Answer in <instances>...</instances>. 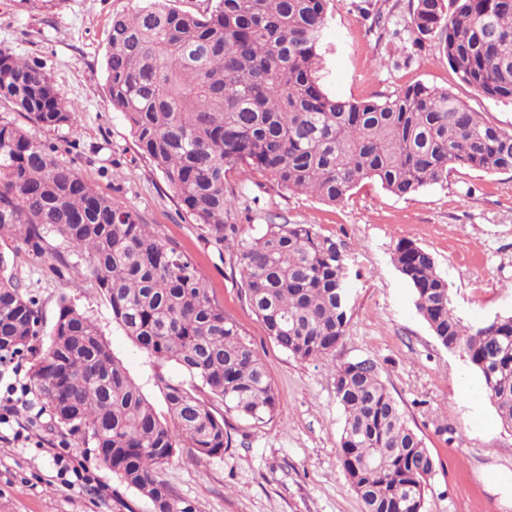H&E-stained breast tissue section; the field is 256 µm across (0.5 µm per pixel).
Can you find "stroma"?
Segmentation results:
<instances>
[{
    "label": "stroma",
    "mask_w": 512,
    "mask_h": 512,
    "mask_svg": "<svg viewBox=\"0 0 512 512\" xmlns=\"http://www.w3.org/2000/svg\"><path fill=\"white\" fill-rule=\"evenodd\" d=\"M136 0H0V50L41 61L60 93L77 104L72 126L47 132L0 99V123L19 126L54 147L56 159L117 205L180 244L197 264L210 296L251 339L267 365L278 398L270 421L255 426L228 417L224 454L194 458L180 449L159 477L193 512H363L340 461L345 415L335 373L345 363H375L387 390L435 460L425 487V512H512V430L504 428L481 376L457 351L442 346L414 305L413 290L393 262L399 240L429 251L447 280L451 306L467 324L512 313V172L453 166L447 182L411 196L392 195L375 181L330 205L271 190L257 172H231L246 198H259L243 225L258 234L276 220L310 224L341 241L349 276L351 319L330 355L289 356L268 338L241 294L240 268L230 250L209 243L161 173L141 156L106 89L105 53L112 17ZM410 0H335L324 33L322 81L344 99H381L406 86L451 90L473 111L512 129V102L464 84L436 39L414 43ZM18 271L49 337L60 296L98 324L113 355L156 408L164 398L155 379L186 380L174 363L153 358L125 335L108 302L85 276L56 273L50 256L19 255ZM33 353L0 361V512H153L151 502L122 485L76 440L50 428L26 390ZM82 466L85 481L69 484L63 463Z\"/></svg>",
    "instance_id": "stroma-1"
}]
</instances>
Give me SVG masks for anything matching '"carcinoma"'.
<instances>
[{
  "mask_svg": "<svg viewBox=\"0 0 512 512\" xmlns=\"http://www.w3.org/2000/svg\"><path fill=\"white\" fill-rule=\"evenodd\" d=\"M331 2L215 0L195 14L173 0H143L112 17L105 55L109 101L139 152L208 240L234 249L251 310L300 361L330 354L345 336L342 243L310 224L242 235L231 170H256L273 189L330 204L366 180L407 197L446 182L454 164L512 171V130L445 88L413 84L381 100L328 94L319 71ZM410 17L421 36L439 35V51L463 83L512 100V0H412ZM0 99L48 131L72 125L78 113L40 62L2 51ZM52 237L85 257L126 335L158 367L179 365L192 384L157 374L166 413L157 412L95 321L63 295L49 343L28 370L34 403L126 487L168 512H193L159 471L181 448L200 458L230 446L216 401L255 425L274 417L264 361L175 241L11 123L0 124V358L40 335L39 310L12 268L22 252L44 255ZM393 261L433 335L465 355L511 429L512 314L465 324L431 253L404 239ZM335 393L345 412L342 469L364 512H424L434 461L376 365L341 366Z\"/></svg>",
  "mask_w": 512,
  "mask_h": 512,
  "instance_id": "cac0c4a2",
  "label": "carcinoma"
}]
</instances>
